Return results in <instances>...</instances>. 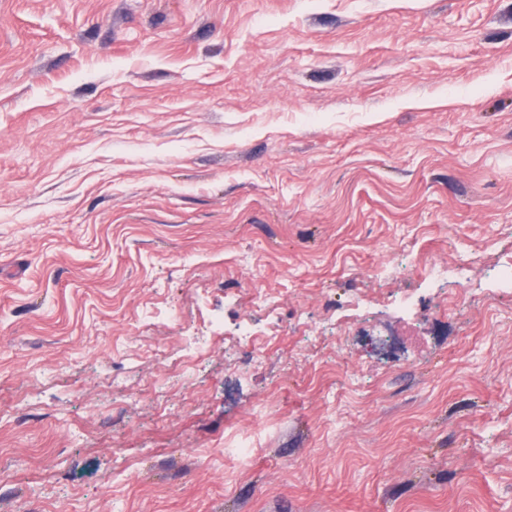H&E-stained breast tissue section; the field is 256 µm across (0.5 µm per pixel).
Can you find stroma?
Masks as SVG:
<instances>
[{
	"label": "stroma",
	"instance_id": "1",
	"mask_svg": "<svg viewBox=\"0 0 512 512\" xmlns=\"http://www.w3.org/2000/svg\"><path fill=\"white\" fill-rule=\"evenodd\" d=\"M511 260L512 0H0V512H512Z\"/></svg>",
	"mask_w": 512,
	"mask_h": 512
}]
</instances>
